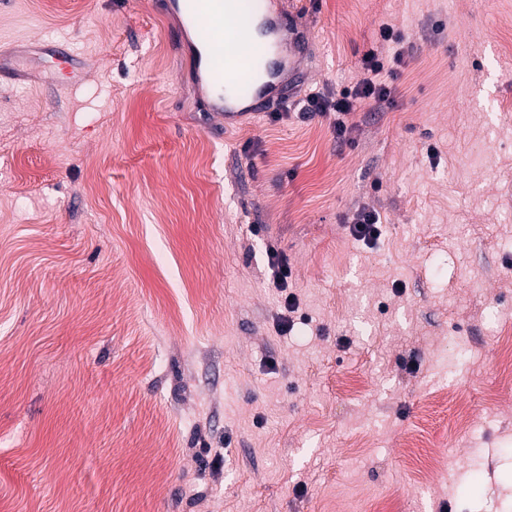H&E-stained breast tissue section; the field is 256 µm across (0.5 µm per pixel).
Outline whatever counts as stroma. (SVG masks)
I'll use <instances>...</instances> for the list:
<instances>
[{"mask_svg":"<svg viewBox=\"0 0 512 512\" xmlns=\"http://www.w3.org/2000/svg\"><path fill=\"white\" fill-rule=\"evenodd\" d=\"M161 2L0 0V512H512V0H286L227 131ZM378 45L350 142L298 118ZM379 214L370 209L361 208L357 211L351 231L354 236L371 244L380 236ZM268 264L272 271V278L275 287L281 292L288 288V278L291 276V269L288 267L287 258L277 250L270 248L268 251Z\"/></svg>","mask_w":512,"mask_h":512,"instance_id":"stroma-1","label":"stroma"}]
</instances>
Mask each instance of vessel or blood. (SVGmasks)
<instances>
[{
	"label": "vessel or blood",
	"mask_w": 512,
	"mask_h": 512,
	"mask_svg": "<svg viewBox=\"0 0 512 512\" xmlns=\"http://www.w3.org/2000/svg\"><path fill=\"white\" fill-rule=\"evenodd\" d=\"M237 0H167V8L184 19L185 31L173 33L174 41L192 36L198 61L197 76L210 91L207 111L225 125L236 124L247 101L280 94L281 80L301 77L300 61L307 51L309 35L303 32L301 18L286 7L263 6L254 12L250 28L265 37L270 52L251 61L242 58L236 45L242 35L237 21H226L229 6ZM247 78V94H239L238 79Z\"/></svg>",
	"instance_id": "b4317fda"
}]
</instances>
